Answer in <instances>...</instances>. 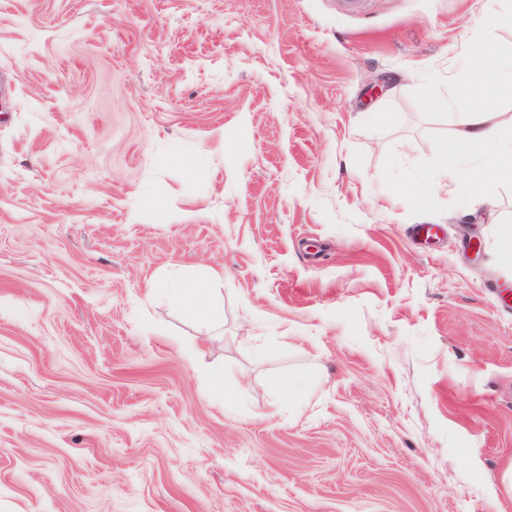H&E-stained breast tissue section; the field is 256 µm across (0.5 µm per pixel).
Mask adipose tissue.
<instances>
[{
	"mask_svg": "<svg viewBox=\"0 0 512 512\" xmlns=\"http://www.w3.org/2000/svg\"><path fill=\"white\" fill-rule=\"evenodd\" d=\"M498 48L483 43L448 73V95L443 104L457 113L458 122L449 140L438 145L440 163L433 173L430 189L434 192L456 187L464 195L488 196L501 183H512L511 120L499 112L501 102L512 101V62L498 61ZM467 86L474 91L480 107L461 110L458 89ZM469 176L460 179V167ZM161 292L177 307L208 322L221 319L220 310L209 300L207 280L175 275L160 287Z\"/></svg>",
	"mask_w": 512,
	"mask_h": 512,
	"instance_id": "1",
	"label": "adipose tissue"
}]
</instances>
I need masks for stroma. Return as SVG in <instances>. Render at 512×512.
Here are the masks:
<instances>
[{
  "label": "stroma",
  "instance_id": "35a3bbf8",
  "mask_svg": "<svg viewBox=\"0 0 512 512\" xmlns=\"http://www.w3.org/2000/svg\"><path fill=\"white\" fill-rule=\"evenodd\" d=\"M482 6L0 0V512H512V184L428 188ZM177 307L208 322L221 320L220 310L209 300L210 288L205 279L174 275L159 287Z\"/></svg>",
  "mask_w": 512,
  "mask_h": 512
}]
</instances>
